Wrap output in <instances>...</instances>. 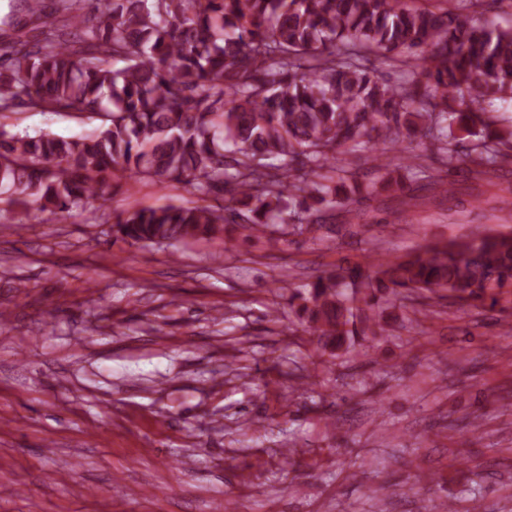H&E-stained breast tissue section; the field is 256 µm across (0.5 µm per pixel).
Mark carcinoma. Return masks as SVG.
<instances>
[{
	"mask_svg": "<svg viewBox=\"0 0 512 512\" xmlns=\"http://www.w3.org/2000/svg\"><path fill=\"white\" fill-rule=\"evenodd\" d=\"M15 0L5 24L39 20L0 54V111L80 112L91 132L63 137L0 124V201L26 215L103 199L125 179L176 182L227 205L133 207L124 240L164 244L234 224L246 237L335 232L362 184L341 155L373 151L372 185L401 191L439 144L448 170L481 176L512 157V25L476 24L479 0ZM381 58L399 77L370 67ZM512 283V233L427 245L379 269L340 268L291 295L316 351L335 355L378 324L372 295L443 289L497 303Z\"/></svg>",
	"mask_w": 512,
	"mask_h": 512,
	"instance_id": "1",
	"label": "carcinoma"
}]
</instances>
